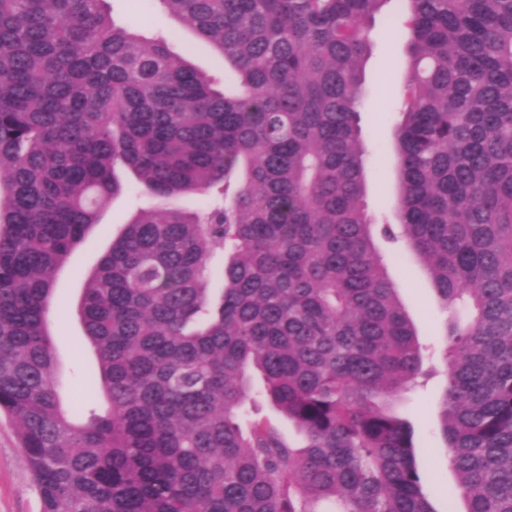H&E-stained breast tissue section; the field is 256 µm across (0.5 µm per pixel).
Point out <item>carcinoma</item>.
I'll list each match as a JSON object with an SVG mask.
<instances>
[{
    "label": "carcinoma",
    "instance_id": "1",
    "mask_svg": "<svg viewBox=\"0 0 512 512\" xmlns=\"http://www.w3.org/2000/svg\"><path fill=\"white\" fill-rule=\"evenodd\" d=\"M159 2L224 85L107 0H0V413L41 512H436L389 409L423 346L376 232L450 312L438 432L464 512H512V0H406L392 25L395 225L366 209L360 125L390 0ZM126 189L150 204L78 305L107 410L76 416L49 306ZM257 381L297 437L257 416Z\"/></svg>",
    "mask_w": 512,
    "mask_h": 512
}]
</instances>
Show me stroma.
Here are the masks:
<instances>
[{"mask_svg":"<svg viewBox=\"0 0 512 512\" xmlns=\"http://www.w3.org/2000/svg\"><path fill=\"white\" fill-rule=\"evenodd\" d=\"M108 7L116 25L134 29L147 38L165 34L174 52L197 69L223 77V58L175 20L160 0H108ZM404 8V0H390L376 19L371 32L373 55L364 72L361 112L363 137L369 150L366 202L370 212L390 216L395 213L398 196L394 130L399 119L397 107L406 75V55L403 43L390 41L384 31L388 21L401 17ZM148 202L147 195L138 196L130 191L115 197L100 227L74 250L70 261L57 274L50 332L58 358L56 384L68 409L77 411L87 403L85 382L94 362L77 316L86 276L113 237ZM376 247L386 258L388 273L426 348L425 364H440L449 313L437 300L422 261L409 248L397 251L392 243L381 239ZM445 385V372L429 376L416 389L404 393L393 409L415 432L419 458L429 475L426 490L436 512H462V500L448 496L449 491L455 490L456 480L448 468L447 452L437 431L439 395ZM0 512H41L38 489L19 446L17 429L5 418L0 419Z\"/></svg>","mask_w":512,"mask_h":512,"instance_id":"obj_1","label":"stroma"}]
</instances>
